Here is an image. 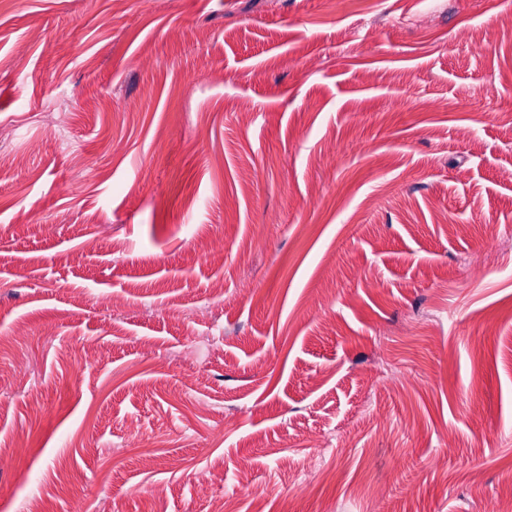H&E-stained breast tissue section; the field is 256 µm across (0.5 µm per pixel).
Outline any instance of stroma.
<instances>
[{
	"label": "stroma",
	"instance_id": "stroma-1",
	"mask_svg": "<svg viewBox=\"0 0 512 512\" xmlns=\"http://www.w3.org/2000/svg\"><path fill=\"white\" fill-rule=\"evenodd\" d=\"M492 512L512 0H0V512Z\"/></svg>",
	"mask_w": 512,
	"mask_h": 512
}]
</instances>
